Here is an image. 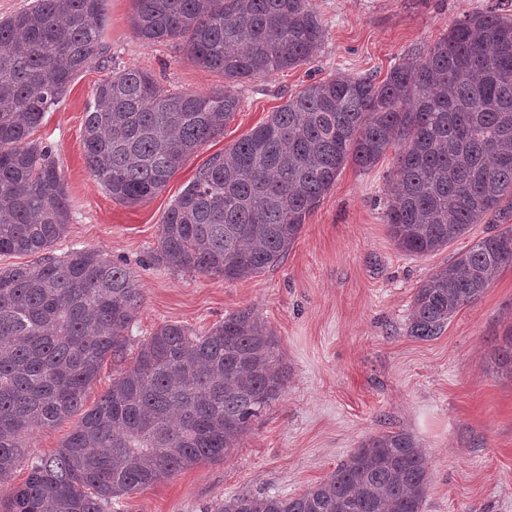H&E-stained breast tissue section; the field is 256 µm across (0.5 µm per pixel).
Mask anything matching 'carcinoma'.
Here are the masks:
<instances>
[{
	"label": "carcinoma",
	"instance_id": "cac0c4a2",
	"mask_svg": "<svg viewBox=\"0 0 512 512\" xmlns=\"http://www.w3.org/2000/svg\"><path fill=\"white\" fill-rule=\"evenodd\" d=\"M147 42L182 41L224 74L208 95L173 92L139 68L111 73L84 121L87 168L122 204L160 192L241 103L236 86L299 67L325 30L310 0H133ZM108 0H36L0 20V254H36L70 206L30 132L74 75L100 65ZM396 154L385 221L397 248L440 251L512 200V18L455 22L408 65L310 83L210 157L168 209L150 260L227 281L276 265L348 163ZM512 267V225L457 253L418 288L408 333L430 340ZM143 304L135 276L97 251L0 267V484L26 437L77 412L106 358L121 363ZM497 368L512 374V329ZM287 382L278 339L250 309L197 332L165 323L56 452L0 493V512H106L112 500L224 459ZM426 452L403 431L371 435L302 494H239L214 512H422Z\"/></svg>",
	"mask_w": 512,
	"mask_h": 512
}]
</instances>
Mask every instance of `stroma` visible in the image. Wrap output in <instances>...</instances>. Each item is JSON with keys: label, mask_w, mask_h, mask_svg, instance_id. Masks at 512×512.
I'll return each instance as SVG.
<instances>
[{"label": "stroma", "mask_w": 512, "mask_h": 512, "mask_svg": "<svg viewBox=\"0 0 512 512\" xmlns=\"http://www.w3.org/2000/svg\"><path fill=\"white\" fill-rule=\"evenodd\" d=\"M325 29L306 64L239 86L242 100L222 135L191 154L164 189L128 205L89 173L85 110L108 73L150 70L164 88L208 94L223 74L198 66L181 44H149L131 28L133 0H109L105 67L79 71L30 141L49 147L65 183L71 220L49 252H102L126 264L144 295L132 328L138 341L160 325L205 331L241 309L253 310L279 338L287 384L223 460L178 472L112 503V512H206L231 496H296L333 473L372 434L404 431L427 451L423 512H512V377L491 355L512 326V267L462 308L429 341L408 335L419 286L456 253L492 232L493 217L426 256L399 250L384 221L395 186V153L371 169L349 164L274 267L227 281L176 273L149 263L164 216L199 167L232 147L306 85L338 75L384 79L398 62L426 54L465 16L495 10L512 16V0H311ZM74 413L32 432L27 460L9 480L21 484L29 460L48 457L78 425Z\"/></svg>", "instance_id": "35a3bbf8"}]
</instances>
